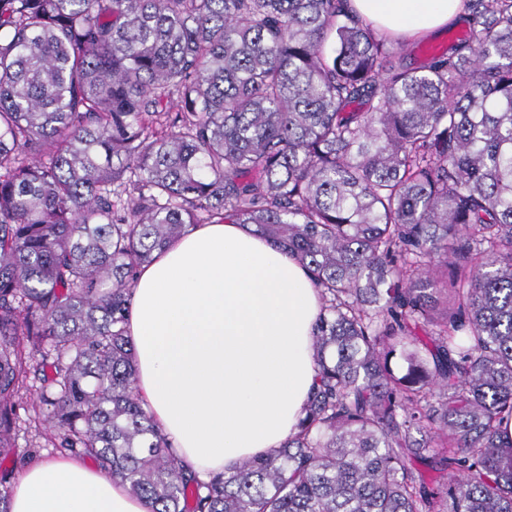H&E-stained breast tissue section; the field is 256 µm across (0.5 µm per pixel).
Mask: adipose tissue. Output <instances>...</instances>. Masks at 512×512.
Listing matches in <instances>:
<instances>
[{
	"label": "adipose tissue",
	"instance_id": "obj_1",
	"mask_svg": "<svg viewBox=\"0 0 512 512\" xmlns=\"http://www.w3.org/2000/svg\"><path fill=\"white\" fill-rule=\"evenodd\" d=\"M463 0H347L376 33L431 37ZM320 295L286 250L243 224H198L143 266L129 334L146 409L185 466L206 475L282 447L316 374ZM11 512H149L77 457L30 463Z\"/></svg>",
	"mask_w": 512,
	"mask_h": 512
}]
</instances>
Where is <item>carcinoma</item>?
Instances as JSON below:
<instances>
[{"label":"carcinoma","instance_id":"carcinoma-1","mask_svg":"<svg viewBox=\"0 0 512 512\" xmlns=\"http://www.w3.org/2000/svg\"><path fill=\"white\" fill-rule=\"evenodd\" d=\"M346 0H0V456L150 512H512V0L404 65ZM253 224L322 306L277 451L201 479L135 385L140 268Z\"/></svg>","mask_w":512,"mask_h":512}]
</instances>
